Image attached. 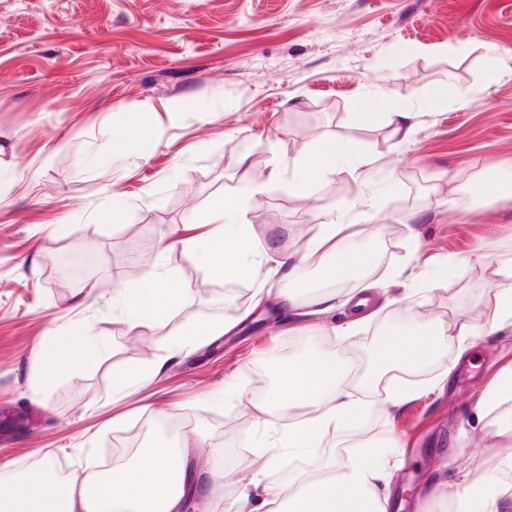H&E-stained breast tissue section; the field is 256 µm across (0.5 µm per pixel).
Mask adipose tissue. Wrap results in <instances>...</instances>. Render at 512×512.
<instances>
[{"instance_id":"obj_1","label":"adipose tissue","mask_w":512,"mask_h":512,"mask_svg":"<svg viewBox=\"0 0 512 512\" xmlns=\"http://www.w3.org/2000/svg\"><path fill=\"white\" fill-rule=\"evenodd\" d=\"M379 115L399 129L410 128L415 117L411 107L393 103L380 92H366L358 102L357 120L368 121ZM351 153L352 147L345 141L314 145L290 164L294 189L318 196L335 175L340 159ZM256 190L249 171H241L237 188L200 216V223L209 228L206 240L163 237L157 242L158 250L193 252L206 247L213 277H258L254 294L258 301L272 294L281 306L316 316L339 304L351 306L353 319L337 333L356 335L368 318L365 306L376 289L369 279L371 255L348 240L340 218L319 211L315 214L317 231L302 248L276 260L265 273H258L255 257H269L271 248L246 218ZM491 252L498 261L484 317L489 330L494 331L512 323V238L494 242ZM300 267L324 271L333 281L354 276L359 286L345 294L334 289H306L294 275ZM108 334V328L94 329L85 323L69 328L65 341L48 338L38 352L33 382L45 387L72 373L80 363L90 360L97 342ZM447 347V330L438 324L428 330L416 327L388 336L377 345L376 356L383 363L417 366ZM351 386L350 372L320 355L283 365L274 406L293 421L282 431H271L268 440L254 449L256 476L265 475L276 465L278 450L292 456L309 453L319 447L331 428L359 419L365 404L354 397ZM475 411L480 415L497 412L499 445L507 449L512 460V369L503 373ZM193 456L185 445L172 448L150 442L137 449L130 464L112 468L102 479L93 471L58 477L53 458L46 456L21 476L0 474V512H206L203 503L223 477V451L212 449L209 462L202 467H191ZM328 469L330 474L325 478L310 476L263 487V497L256 506L246 490H239L238 512H388L389 499L380 491L385 462L371 444L333 459ZM417 512H512V495L500 489L491 473L463 477L453 495L448 492L447 481L439 480L419 494Z\"/></svg>"}]
</instances>
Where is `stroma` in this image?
<instances>
[{
    "label": "stroma",
    "mask_w": 512,
    "mask_h": 512,
    "mask_svg": "<svg viewBox=\"0 0 512 512\" xmlns=\"http://www.w3.org/2000/svg\"><path fill=\"white\" fill-rule=\"evenodd\" d=\"M491 54L512 67V0H0V159L12 165L0 186V471L22 473L47 455L64 475L88 454L95 468L121 466L158 435V421L172 419L185 424L198 461L222 446L226 481L214 495L222 512H235L262 422L286 423L272 404L282 363L319 353L348 368L353 393L374 406L329 433L309 457L310 474L347 446L378 441L389 512H415L429 477L457 481L464 464L501 472L512 487L494 416L473 412L512 366V325L481 332L495 265L471 259L512 237V196L488 202L477 191L488 173L512 174V79L488 78ZM446 80L465 90L464 104L432 106ZM372 88L420 108L410 135L379 117L355 120ZM133 117L151 138L133 140ZM335 140L392 171L389 188L350 162L315 200L288 179L268 180L277 164ZM244 163L262 186L248 218L279 251L295 252L315 233L319 207L363 224L377 313L356 336L331 332L349 308L266 313L253 304L252 280L211 277L203 251L155 248L169 232L200 233L198 213L236 187ZM468 193L469 208L458 207ZM117 197L130 207L114 220ZM444 265L447 282L420 304L389 275ZM161 268L187 299L157 324L127 330L114 289L155 290ZM89 284L108 344L33 395L44 337L64 335ZM234 313L242 321L232 335L169 358L129 397L106 403L118 373L164 355L169 330ZM439 323L452 341L424 366L374 361L386 334ZM463 325L476 333L459 343ZM233 382L253 409L225 397ZM395 383L417 392L393 404L386 391ZM117 415L124 425L109 428Z\"/></svg>",
    "instance_id": "obj_1"
}]
</instances>
